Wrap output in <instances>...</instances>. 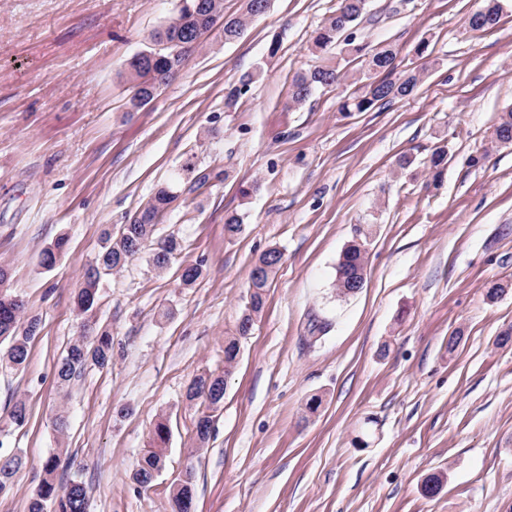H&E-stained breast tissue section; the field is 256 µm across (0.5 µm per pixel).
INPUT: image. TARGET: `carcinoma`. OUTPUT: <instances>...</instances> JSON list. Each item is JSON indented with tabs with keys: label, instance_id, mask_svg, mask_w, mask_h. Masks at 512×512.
Wrapping results in <instances>:
<instances>
[{
	"label": "carcinoma",
	"instance_id": "1",
	"mask_svg": "<svg viewBox=\"0 0 512 512\" xmlns=\"http://www.w3.org/2000/svg\"><path fill=\"white\" fill-rule=\"evenodd\" d=\"M254 9H245L239 16L224 17V0H187L188 7L174 11L170 20L153 33V41L191 43L198 36L208 32L213 17L224 19V42L238 40L254 14L268 8L269 0H251ZM369 0H340L338 8L327 22L313 36L307 50L322 55V64L296 74L292 80L289 104L298 106L306 102L318 89L330 88L347 77L341 61L326 57L330 47L341 41L347 54L363 59L365 69L358 81L359 91L344 99L340 105L342 112H366L374 106L385 105L396 99L413 95L422 82L423 71L413 68H400L399 50L390 45L375 49L358 40L357 26L368 13ZM502 14L501 0H480V6L467 18V25L474 32H484L494 28ZM185 58L160 59L154 63L142 64L131 60L127 64L126 79L130 90L149 94L156 83H167L169 73L178 71ZM263 76V69L242 76L239 81L225 88L224 106L235 108L251 89V85ZM494 141L502 144L512 143V108L504 111L493 131ZM448 162V149L439 145L432 151L429 159L433 172V182H438ZM181 178H176L159 186L150 200L132 217L131 222L122 225L119 236L112 238L107 232L104 245L96 261L84 272L83 287L76 295V304L80 312L87 313L95 305L101 279L114 271H119L137 255L149 252V262L157 270L170 266L181 251V242L177 236L169 234L154 239L156 226L160 223L167 208L178 198ZM244 232V224L235 213L224 216V234L230 238ZM65 245L60 238L42 252L41 264L45 268L55 265ZM282 260L281 252L271 248L261 254L254 263L250 275L248 295L250 306L245 308L239 318L236 335L224 340V371L233 369L238 361L239 338L251 331L255 317L264 305L265 291L271 275ZM366 249L364 241H353L342 253L336 265L335 289L340 298L348 297L364 288L366 281ZM39 330V320L30 317L21 320V311L11 304L0 300V343H8L3 360L14 369L21 368L27 361L29 344ZM93 362L106 367L112 362V336L106 330L95 336H86L69 346L57 366V383L66 387L78 378L85 365ZM188 400L201 399L212 408L224 401V376L200 374L195 376L187 389ZM213 430L212 417L203 414L195 425V438L200 444L206 443ZM169 429L166 421L156 423L151 448L147 449L133 473L136 484L144 487L153 482L155 474L166 462V445ZM0 441V495L7 493L14 475L24 464V456L19 450L1 451ZM61 459L57 454L50 455L42 464L41 479L35 494L28 504V512H88V496L85 486L78 481H70L62 486L57 481V471ZM195 474L193 468L186 469L185 478L170 494L171 512H191L194 494Z\"/></svg>",
	"mask_w": 512,
	"mask_h": 512
}]
</instances>
